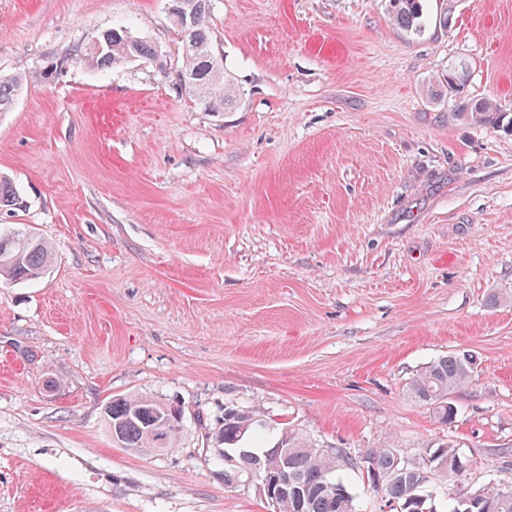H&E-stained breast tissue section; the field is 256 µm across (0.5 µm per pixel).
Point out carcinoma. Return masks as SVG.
Here are the masks:
<instances>
[{"instance_id": "carcinoma-1", "label": "carcinoma", "mask_w": 512, "mask_h": 512, "mask_svg": "<svg viewBox=\"0 0 512 512\" xmlns=\"http://www.w3.org/2000/svg\"><path fill=\"white\" fill-rule=\"evenodd\" d=\"M425 0H389L394 21L403 30L419 36L425 31ZM195 6L196 22L178 28L184 52L178 80L210 112H223L233 107L238 96L226 76H217L210 55L216 54L209 27V0H190ZM103 47L96 50L87 45L82 57L97 68L121 64L133 55L149 58L156 55V46L149 40L134 37L124 26L101 32ZM28 82L22 74L0 75V112L14 104L21 88ZM464 115L474 123L497 125L504 113L489 100L470 103ZM18 204L12 181L0 175V210ZM10 238V250L0 254V277L10 282L34 280L44 274L52 261L49 246L42 240L19 230L0 229V241ZM474 367L472 357L451 353L439 357L409 382L412 397L429 407L441 424L455 418L450 396L466 384ZM180 406L148 396L118 397L105 407L112 442L137 451H163L172 447L182 428ZM265 423L257 411L239 408L224 409V426L216 441L237 453H247L243 467L224 466V485L245 482L247 471H275L278 467L288 477V494L282 496L272 512H356L355 495L350 482L340 475L345 465L328 456L302 433L294 429L281 431L279 447L287 459H279L266 448H250L245 440ZM378 471L391 473L383 485L382 501L393 512H437L435 497L429 488L448 477V467L465 456L451 441H442L425 449L419 460L408 465H395L394 449L372 448L367 451ZM472 512H512V487L501 493L482 496L471 506Z\"/></svg>"}]
</instances>
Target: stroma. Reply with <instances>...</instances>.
<instances>
[{
    "label": "stroma",
    "mask_w": 512,
    "mask_h": 512,
    "mask_svg": "<svg viewBox=\"0 0 512 512\" xmlns=\"http://www.w3.org/2000/svg\"><path fill=\"white\" fill-rule=\"evenodd\" d=\"M426 10L414 36L387 0H210L239 102L209 112L166 0H0V74L37 77L0 112V226L53 251L0 282V512H268L224 484L228 405L269 447L449 438L475 484L512 485V130L462 116L512 114V0ZM117 25L157 56H75ZM452 352L477 365L443 425L407 384ZM125 395L181 406L172 448L113 444ZM462 113L474 123L489 125L499 124L505 115V112H498L497 105L489 100H476L467 106L466 112Z\"/></svg>",
    "instance_id": "1"
}]
</instances>
